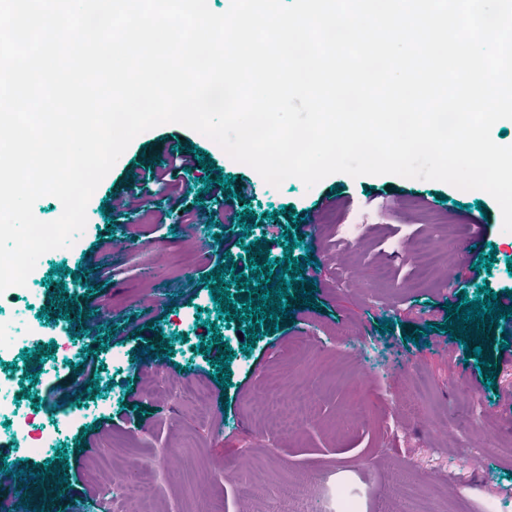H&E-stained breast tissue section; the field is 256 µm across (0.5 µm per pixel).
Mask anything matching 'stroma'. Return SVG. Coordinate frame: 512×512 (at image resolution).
I'll return each instance as SVG.
<instances>
[{"label": "stroma", "mask_w": 512, "mask_h": 512, "mask_svg": "<svg viewBox=\"0 0 512 512\" xmlns=\"http://www.w3.org/2000/svg\"><path fill=\"white\" fill-rule=\"evenodd\" d=\"M203 150L234 180V207L256 213L253 238H264L268 256L280 260L282 233L302 237L293 258L308 255L315 265L317 309H294L292 324L259 335L253 350L241 352L245 323L220 320L200 276L213 271L204 246L221 238L240 272L248 270L236 224L181 225L149 222L162 207L161 196L146 194L144 210L121 213L109 198L125 190L127 173L158 165L168 151ZM309 209L310 224L292 228L281 206ZM280 220H270L272 212ZM87 223L67 248L39 258L32 288L0 299V318L22 327L32 322L56 326V341L73 347L77 359L92 356L96 370L58 361L45 347L26 361L21 350L0 364L32 419L31 435L67 416L76 404L75 383L99 384L98 406L64 428V452L50 456L21 449L11 427L0 429V461L16 470L0 484V512H24L54 502V512H90L103 497V485L149 463L163 478L145 475L128 482L123 512H207L222 499L223 512H291L304 502L311 512L322 501L324 473L347 469L364 493L358 512H408L416 495L421 512H512V347L500 354L495 388L484 385L478 369L465 360L461 344L440 332L442 305L457 302L460 290L475 292L470 268L477 254L448 242L453 260L447 275L457 287L433 288L418 277L408 258L417 237H441L437 215L467 226L486 225V242L498 253L487 276L491 291L512 286L507 260L512 232L485 191L396 175H329L306 187L299 179L273 187L250 166L233 160L209 137L175 123L138 135L100 182L87 205ZM130 245L99 269L84 265L85 253L111 237ZM385 265L386 278L371 284L373 267ZM167 289L163 307H141L143 297ZM73 305L94 316L108 337L72 333L59 312ZM390 318L391 331L378 323ZM434 324L427 344L406 342L405 333ZM224 329L236 355L232 385L214 382L216 364L198 351L214 328ZM165 343L171 355L138 359L137 350ZM121 366H113V357ZM35 374L28 382L26 374ZM293 377L312 380L314 403L298 430L282 432L251 418L266 402L271 382ZM205 390L183 402L187 382ZM229 401L222 420L206 409L214 398ZM97 447L79 451L78 439ZM65 457L66 466L43 483L25 484L23 470L41 473L47 459ZM478 457L472 469L469 457ZM66 477L64 497L53 499L58 477Z\"/></svg>", "instance_id": "stroma-1"}]
</instances>
